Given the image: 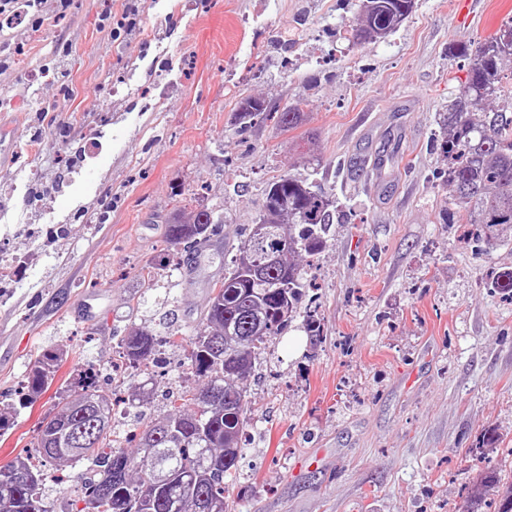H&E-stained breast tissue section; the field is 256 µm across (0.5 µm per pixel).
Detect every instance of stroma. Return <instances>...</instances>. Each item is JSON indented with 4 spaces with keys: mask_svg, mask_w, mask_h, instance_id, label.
Segmentation results:
<instances>
[{
    "mask_svg": "<svg viewBox=\"0 0 512 512\" xmlns=\"http://www.w3.org/2000/svg\"><path fill=\"white\" fill-rule=\"evenodd\" d=\"M360 0H15L0 14V466L25 456L59 399L19 392L37 356L57 383L94 368L103 390L197 384L184 350L113 374L122 338H191L270 182L308 180L339 221L301 256L303 304L324 332L288 327L248 378L236 512H467L489 471L512 480V239H461L435 148L440 112L512 0H415L384 40L354 43ZM299 107L302 123H241V99ZM217 206L201 251L168 241L175 206ZM187 256L176 268L178 256ZM155 272L145 282L146 272ZM46 480L74 512L92 475Z\"/></svg>",
    "mask_w": 512,
    "mask_h": 512,
    "instance_id": "1",
    "label": "stroma"
}]
</instances>
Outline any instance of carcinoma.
I'll list each match as a JSON object with an SVG mask.
<instances>
[{"instance_id":"obj_1","label":"carcinoma","mask_w":512,"mask_h":512,"mask_svg":"<svg viewBox=\"0 0 512 512\" xmlns=\"http://www.w3.org/2000/svg\"><path fill=\"white\" fill-rule=\"evenodd\" d=\"M414 0H361V20L353 37L359 43L386 38L409 16ZM512 59V19L484 39L468 71L465 90L439 113L447 131L438 148L448 158L447 183L453 188L459 220L482 228L487 241L512 236V102L498 105L504 59ZM267 114L255 98L239 103V117L254 121ZM336 220L334 202L305 180L281 176L265 194L258 224L249 230L232 261L216 282L191 342L194 376L205 388L222 393L223 402L202 404L188 386L162 394L170 411L136 436L137 456L122 447L113 431L109 394L92 377L80 390L62 396V407L41 422L34 450L0 467V512H51L43 486L49 471L64 463L87 461L97 479L85 488L84 506L100 501L106 512H231L228 482L239 470L247 418L246 390L270 338L300 320L309 336L322 333L317 311H299L303 273L298 257L321 251ZM224 215L211 209L168 225L175 242L209 246L212 225ZM157 335L147 327L132 329L121 343L129 364L154 359ZM62 358L45 353L28 372L33 394L48 390ZM27 473L30 485L14 483Z\"/></svg>"}]
</instances>
